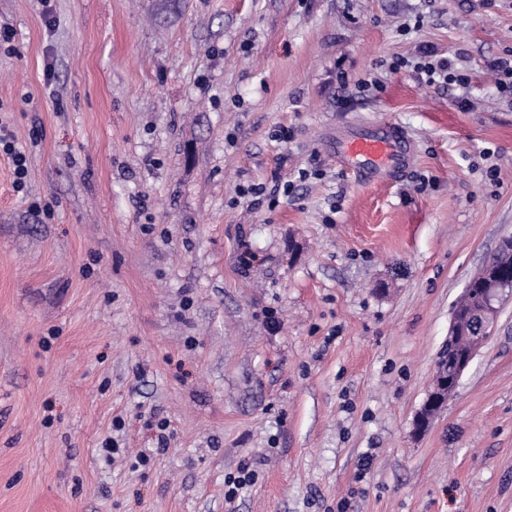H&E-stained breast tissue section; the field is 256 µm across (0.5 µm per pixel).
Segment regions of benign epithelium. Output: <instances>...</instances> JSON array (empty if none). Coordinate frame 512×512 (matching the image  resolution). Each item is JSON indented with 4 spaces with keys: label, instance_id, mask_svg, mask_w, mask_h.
Returning a JSON list of instances; mask_svg holds the SVG:
<instances>
[{
    "label": "benign epithelium",
    "instance_id": "benign-epithelium-1",
    "mask_svg": "<svg viewBox=\"0 0 512 512\" xmlns=\"http://www.w3.org/2000/svg\"><path fill=\"white\" fill-rule=\"evenodd\" d=\"M509 295H512V264L495 270L486 264L468 281L457 310L465 318H478L482 328L471 333L456 323L451 325L448 347L454 349L455 358L448 367L437 372L433 390L418 413V428H425L455 394L463 373L484 345L502 300Z\"/></svg>",
    "mask_w": 512,
    "mask_h": 512
}]
</instances>
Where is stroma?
I'll return each instance as SVG.
<instances>
[{"mask_svg":"<svg viewBox=\"0 0 512 512\" xmlns=\"http://www.w3.org/2000/svg\"><path fill=\"white\" fill-rule=\"evenodd\" d=\"M501 58L512 0H0V512H512V299L415 429L512 238ZM389 124L396 182L328 151ZM431 52L424 53L421 61L417 62L413 69L426 76V82L431 86H447L457 84L466 86L469 78L458 71L449 60L432 59ZM4 132V134H2ZM14 135L6 126L0 125V152L2 151L11 159L14 174V186L21 188L25 184L28 174L27 158L24 152L15 144ZM474 283L478 288H470ZM509 295H512V259L511 265L503 264L495 270L486 263L468 281L463 292L464 305L459 303L457 310L463 317L470 319L465 321L460 318L459 323L464 324V328H474L476 320L471 317H478L483 325L481 329L472 333L460 328L457 321L451 325L448 332V347L454 349L455 358L449 362L454 353L448 351V367L437 372L433 390L428 394L418 413L417 427L419 429L425 428L430 419L455 394L463 373L484 345L489 330L496 320V313L499 312L502 300ZM457 310H455L454 317H458Z\"/></svg>","mask_w":512,"mask_h":512,"instance_id":"1","label":"stroma"}]
</instances>
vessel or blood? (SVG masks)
Listing matches in <instances>:
<instances>
[{"mask_svg": "<svg viewBox=\"0 0 512 512\" xmlns=\"http://www.w3.org/2000/svg\"><path fill=\"white\" fill-rule=\"evenodd\" d=\"M328 147L359 181L389 183L407 170L413 148L395 127L357 128L330 140Z\"/></svg>", "mask_w": 512, "mask_h": 512, "instance_id": "obj_1", "label": "vessel or blood"}]
</instances>
